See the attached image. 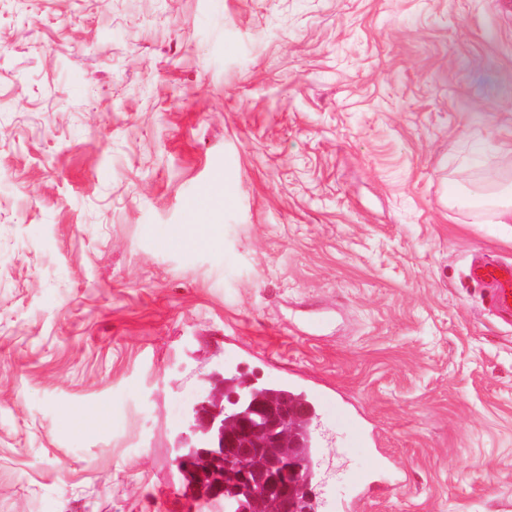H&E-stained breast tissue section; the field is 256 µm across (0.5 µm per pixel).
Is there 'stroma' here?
<instances>
[{
  "label": "stroma",
  "instance_id": "stroma-1",
  "mask_svg": "<svg viewBox=\"0 0 512 512\" xmlns=\"http://www.w3.org/2000/svg\"><path fill=\"white\" fill-rule=\"evenodd\" d=\"M510 189L512 0H0V512H188L245 369L358 409L354 512H512ZM175 237L180 239L184 246H216L220 243V236L215 224L200 223L189 229H176ZM467 278L482 290L485 307L500 322L512 325V264L473 261L468 267ZM387 468L385 466H378L368 471H356L346 474V480L351 487L352 499L349 502H344L341 505L342 511H354L355 504L360 501L377 487V484H386L391 481L386 476Z\"/></svg>",
  "mask_w": 512,
  "mask_h": 512
}]
</instances>
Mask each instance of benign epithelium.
<instances>
[{
    "label": "benign epithelium",
    "instance_id": "benign-epithelium-1",
    "mask_svg": "<svg viewBox=\"0 0 512 512\" xmlns=\"http://www.w3.org/2000/svg\"><path fill=\"white\" fill-rule=\"evenodd\" d=\"M246 390L222 403L208 397L195 411L192 431L203 446L178 455L174 463L181 474L188 498H224V512H239L237 493L249 494V512H257L262 501L278 498L280 512H307L300 492L309 458L302 440L292 432V422L302 415L287 404H252L245 418L225 423L233 403H246ZM267 448H286L288 453L269 456L258 469L253 461ZM230 477L224 483V477Z\"/></svg>",
    "mask_w": 512,
    "mask_h": 512
}]
</instances>
